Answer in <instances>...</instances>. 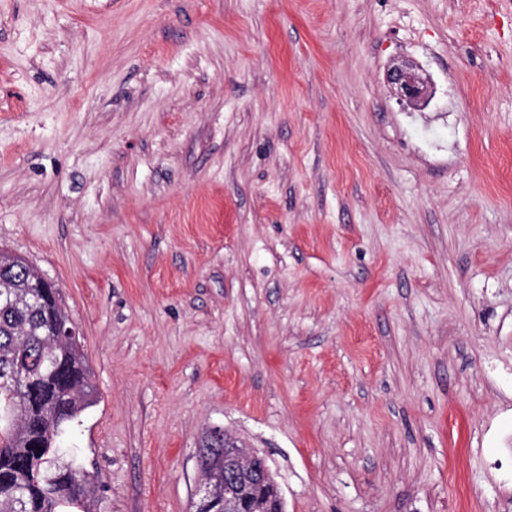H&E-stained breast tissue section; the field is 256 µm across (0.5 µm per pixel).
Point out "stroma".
<instances>
[{
    "label": "stroma",
    "mask_w": 512,
    "mask_h": 512,
    "mask_svg": "<svg viewBox=\"0 0 512 512\" xmlns=\"http://www.w3.org/2000/svg\"><path fill=\"white\" fill-rule=\"evenodd\" d=\"M0 249L102 512H190L213 426L287 512H512V0H0ZM385 80L402 106L420 110L429 103V78L413 60L393 61L386 70Z\"/></svg>",
    "instance_id": "obj_1"
}]
</instances>
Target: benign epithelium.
I'll list each match as a JSON object with an SVG mask.
<instances>
[{
  "mask_svg": "<svg viewBox=\"0 0 512 512\" xmlns=\"http://www.w3.org/2000/svg\"><path fill=\"white\" fill-rule=\"evenodd\" d=\"M385 80L402 106L420 110L429 103V78L414 61H393L386 70ZM211 439L216 443L224 442V460L219 475L220 489L224 492V512H258L259 498L254 494V488L266 484L270 477L266 457L252 449L238 447L218 426L211 428ZM214 489V484L200 479L193 498V512H205Z\"/></svg>",
  "mask_w": 512,
  "mask_h": 512,
  "instance_id": "obj_1",
  "label": "benign epithelium"
}]
</instances>
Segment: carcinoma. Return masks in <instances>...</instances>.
<instances>
[{"mask_svg": "<svg viewBox=\"0 0 512 512\" xmlns=\"http://www.w3.org/2000/svg\"><path fill=\"white\" fill-rule=\"evenodd\" d=\"M35 266L0 252V512H99L65 436L95 401L81 340L55 335L59 289L34 298ZM263 512H282L271 484Z\"/></svg>", "mask_w": 512, "mask_h": 512, "instance_id": "cac0c4a2", "label": "carcinoma"}]
</instances>
